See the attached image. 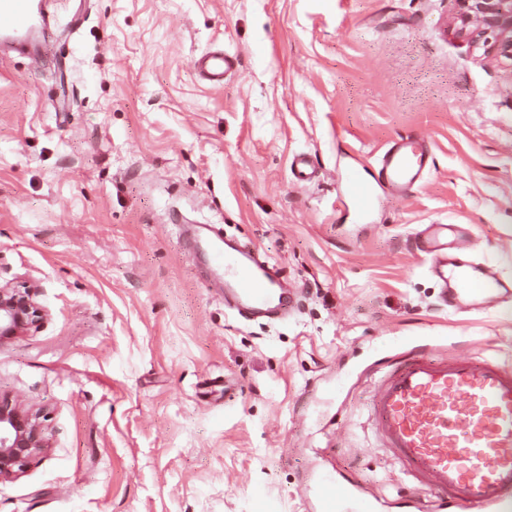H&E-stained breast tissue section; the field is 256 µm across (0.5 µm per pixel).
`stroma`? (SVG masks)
Segmentation results:
<instances>
[{
	"label": "stroma",
	"instance_id": "obj_1",
	"mask_svg": "<svg viewBox=\"0 0 512 512\" xmlns=\"http://www.w3.org/2000/svg\"><path fill=\"white\" fill-rule=\"evenodd\" d=\"M457 8L87 0L41 60L0 59V283L45 309L0 345V397L50 443L0 512H310L334 473L394 512L411 485L377 446L373 362L423 337L512 363V300L449 309L413 243L460 225L512 279V64L455 35ZM216 49L220 86L192 66ZM417 136L424 183L353 213L349 172ZM183 224L258 250L297 309L238 318ZM193 68L198 75L212 85H221L235 69V58L222 50L197 57Z\"/></svg>",
	"mask_w": 512,
	"mask_h": 512
}]
</instances>
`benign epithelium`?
Returning <instances> with one entry per match:
<instances>
[{"instance_id":"obj_1","label":"benign epithelium","mask_w":512,"mask_h":512,"mask_svg":"<svg viewBox=\"0 0 512 512\" xmlns=\"http://www.w3.org/2000/svg\"><path fill=\"white\" fill-rule=\"evenodd\" d=\"M456 35L496 60L512 61V0H457ZM43 317L34 285L0 284V343L22 336ZM41 416L0 399V482L18 477L49 448Z\"/></svg>"}]
</instances>
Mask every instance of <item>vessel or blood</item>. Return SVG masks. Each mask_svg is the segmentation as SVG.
Instances as JSON below:
<instances>
[{"instance_id": "obj_1", "label": "vessel or blood", "mask_w": 512, "mask_h": 512, "mask_svg": "<svg viewBox=\"0 0 512 512\" xmlns=\"http://www.w3.org/2000/svg\"><path fill=\"white\" fill-rule=\"evenodd\" d=\"M58 24L53 0H0V41L14 46L40 42ZM193 68L205 81L223 84L235 59L218 50L197 57ZM428 168L424 139L395 142L379 160L384 186L403 194L421 185ZM355 213L369 211L374 190L360 172L348 178ZM451 225H430L419 241L429 272L445 285L443 300L463 296L486 302L512 296V281L488 276L457 257L463 239ZM207 256L222 271L238 315L250 319L287 311L292 300L252 248L211 238ZM383 377L370 404L375 434L414 484L400 497V512H512V365L472 356L440 358L421 344L382 358ZM373 504L350 481L327 478L317 512H372Z\"/></svg>"}]
</instances>
